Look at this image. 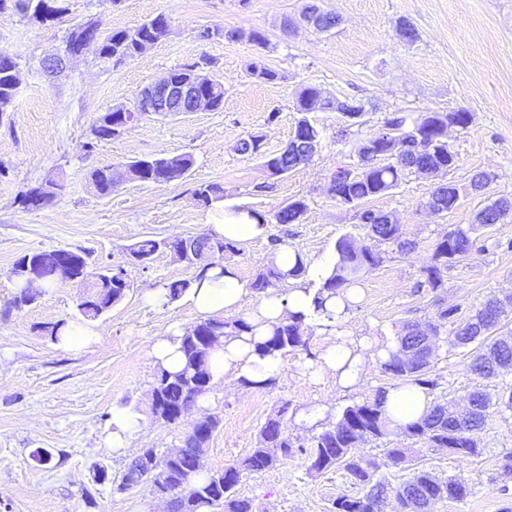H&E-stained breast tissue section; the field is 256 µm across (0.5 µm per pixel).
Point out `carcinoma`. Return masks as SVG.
I'll return each instance as SVG.
<instances>
[{
  "mask_svg": "<svg viewBox=\"0 0 512 512\" xmlns=\"http://www.w3.org/2000/svg\"><path fill=\"white\" fill-rule=\"evenodd\" d=\"M58 0H0V10L14 8L22 17L44 22L62 14L64 8ZM306 18L319 32H328L336 25V15L324 12L315 5L306 8ZM169 19L159 14L135 27L112 31L102 30L99 23L92 26L97 31L98 58L106 63H120L141 54V44L150 41L161 42L167 35ZM222 37L226 41L247 40L262 48L268 47L266 36L258 30L245 31L240 28L205 27L198 31L197 38L203 42ZM19 70L15 58L0 51V116L11 110L18 88L15 72ZM199 92L212 99L213 110L224 104V82L216 76L204 79ZM319 103V111L339 110L336 97L317 87L303 88L297 98L295 111L305 112L307 101ZM470 113L463 108L449 112H425L412 118L400 112H393L384 118L381 130L357 141L356 153L359 164L355 167H340L331 178L329 192L337 204L356 208L368 200L385 194L400 186L405 176L418 172L429 177L447 174L456 167L458 156L448 144V126L466 128ZM403 137L405 148L395 157L374 160L368 155L369 144H375V151L387 153L393 140L389 135ZM322 132L313 120L304 116L298 119L292 137L285 148L276 154L262 151L264 135L249 133L239 142V152L262 159V166L271 168L273 177L285 175L313 157L310 143L321 142ZM140 161L97 168L90 172L89 180L101 196L112 194L120 182L125 180L126 170L138 166ZM190 154H168L156 158L154 165L143 170L138 181L165 184L183 178L194 166ZM63 185L45 180L29 187L19 197V204L27 210H39L52 204L61 196ZM201 205L208 207L223 200L224 187L219 183H204L195 190ZM455 195L448 191L447 184L437 185L430 193L427 208L454 210ZM306 210L302 200H295L278 209L273 219L278 224L297 222ZM512 216V202L502 199L476 214L474 222L462 227L455 226L438 236L431 264L424 270V280L418 287L436 290L443 286L444 273L448 267L466 259L474 252L488 249L480 243L477 233ZM360 227L364 237L357 238L343 234L336 241L337 263L334 274L315 286L314 313L322 315L324 294L332 296L355 284L356 279L377 268L383 262L385 247L393 245L400 252L411 250L415 242L404 237L402 225L391 215L370 209L360 211ZM162 248L174 253L212 254L214 266L224 264L241 255V248L235 242L227 241L212 234L188 236L173 240H157L151 236L135 242L129 253L146 260ZM39 260L44 277L31 281L25 274L26 263ZM61 261L68 263L80 283L89 288L86 297L79 298L77 309L81 316L93 320L120 302L130 289V284L119 281L109 283L96 279L102 268H94L89 255L82 250L54 249L26 253L20 256L11 269L18 283L12 306L21 309L35 304L52 286L56 279L53 266ZM303 266L283 272L275 265L260 271L252 288L263 293L277 288L286 278L300 276ZM503 309L487 303L475 307L464 315L457 305L440 306L434 322L421 328L407 326L398 339V349L383 361L384 373L416 385L425 391H434L438 378L432 374L430 356L425 354L428 344L438 340L441 332L448 333V342L457 348L474 347L470 370L483 378L493 377L499 370L512 367V332L503 331ZM302 323L288 316V322L273 327L272 334L256 343L262 353L278 352L282 356L294 351H304L309 359L316 356L309 353L308 343L301 334ZM252 330L243 319L225 321L219 318L200 319L186 329L182 337V351L185 362L178 372L159 370L152 388L155 405L152 413L168 423L179 420L177 410L209 390L210 374L208 358L214 342L224 336L239 335ZM387 387L379 386L374 393L360 403L347 407L341 418L318 436L310 446L294 442L284 431L281 419L288 410L283 405L277 414L267 419L259 431V445L243 459L224 466V469L208 474L199 480L202 459L208 451V444L219 421L215 416H205L198 421L184 437L182 446L164 454L154 448H144L127 465V469L114 487L124 493L142 484H148L153 491L167 493L169 512H253L250 500L237 495L236 487L243 476L268 470L277 462L290 457L294 451L307 456L309 470L324 474L336 467L342 468L352 484L360 491L355 496L341 495L334 504L335 512H375L380 501L391 496L400 506L399 512H425L430 502L447 498L462 502L469 494V486L461 478L441 479L433 473L419 469L405 481L392 484L378 475L379 466L360 454L362 445L384 439L388 434V423L384 413ZM471 410L460 418L448 413V403H435L428 407L424 416L405 428L406 437L412 443H422L430 448H446L448 453L463 458L480 454L481 434L490 416L512 411V388L491 399L481 392L470 397Z\"/></svg>",
  "mask_w": 512,
  "mask_h": 512,
  "instance_id": "cac0c4a2",
  "label": "carcinoma"
}]
</instances>
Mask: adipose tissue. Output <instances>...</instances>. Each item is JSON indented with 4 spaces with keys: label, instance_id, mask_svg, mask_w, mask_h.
<instances>
[{
    "label": "adipose tissue",
    "instance_id": "obj_1",
    "mask_svg": "<svg viewBox=\"0 0 512 512\" xmlns=\"http://www.w3.org/2000/svg\"><path fill=\"white\" fill-rule=\"evenodd\" d=\"M213 234L241 243L263 237L265 225L259 224L251 212L214 206L209 221ZM275 265L287 271L303 264L305 273L285 280L282 287L258 294L249 280L243 279L233 266L209 269L202 280L193 282L186 300L200 317L224 316L242 318L252 327L251 333L221 338L212 348L208 369L212 381H221L227 372L251 382H264L278 377L284 368L281 354L259 355L255 344L270 335L275 324L286 320L288 314H311L313 293L308 284L322 281L336 265V256L300 261L299 254L285 247L275 253ZM367 363L346 339L324 349L310 372L315 376L331 375L343 386L357 383ZM428 407L423 390L411 384L388 388L384 409L392 427L401 428L418 421Z\"/></svg>",
    "mask_w": 512,
    "mask_h": 512
}]
</instances>
